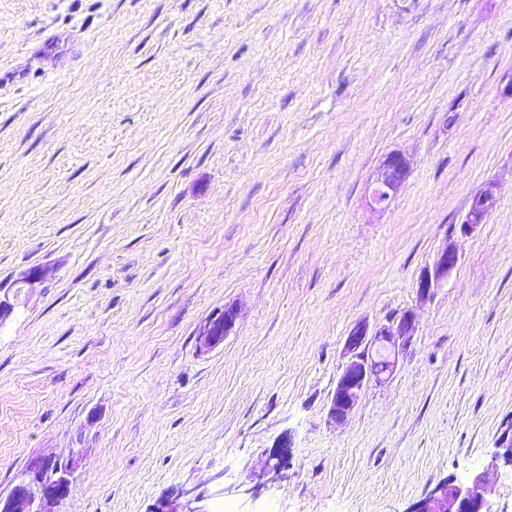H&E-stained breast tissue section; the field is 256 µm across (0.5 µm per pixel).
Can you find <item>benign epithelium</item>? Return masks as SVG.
Here are the masks:
<instances>
[{"mask_svg": "<svg viewBox=\"0 0 512 512\" xmlns=\"http://www.w3.org/2000/svg\"><path fill=\"white\" fill-rule=\"evenodd\" d=\"M410 175L409 162L401 152L387 154L373 174L368 187V205L374 211H384L393 203ZM495 184L489 183L477 192L468 211L458 225L462 236L468 237L495 210ZM459 255L452 246L444 248L433 268L423 271L417 282L419 300L427 299L432 291L448 281L456 269ZM47 274L42 266L32 267L18 282L6 288L0 284V326L13 314L15 301L24 289H32ZM416 316L411 310L386 324L369 326L359 321L351 328L345 353L351 359L340 373L330 401V415L343 422L357 405L363 390L371 382L382 383L396 370L399 354L415 329ZM235 312L226 307L210 316L200 332L202 347L211 349L220 344L233 328ZM78 457L65 461L33 459L14 481L8 492L0 491V512H53V507L70 493L72 475ZM512 469V428L503 432L491 470ZM489 472L484 471L465 482L444 480L416 502L409 512H494L485 496ZM215 476L213 490H186L161 501L156 512H210L209 501L224 494V485Z\"/></svg>", "mask_w": 512, "mask_h": 512, "instance_id": "obj_1", "label": "benign epithelium"}]
</instances>
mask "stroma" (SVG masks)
Here are the masks:
<instances>
[{"label": "stroma", "instance_id": "35a3bbf8", "mask_svg": "<svg viewBox=\"0 0 512 512\" xmlns=\"http://www.w3.org/2000/svg\"><path fill=\"white\" fill-rule=\"evenodd\" d=\"M511 78L512 0H0V281L49 270L0 326V490L79 452L57 512H155L219 473L211 512H408L489 467L512 427ZM393 151L410 177L371 211ZM490 182L492 215L454 233ZM408 310L392 378L333 422L352 326ZM459 255L452 246H447L438 255L432 270H424L417 282V295L419 300L427 299L434 288H439L448 281L456 269ZM235 312L231 307L210 316L199 336H202V347L211 349L220 344L233 328Z\"/></svg>", "mask_w": 512, "mask_h": 512}]
</instances>
